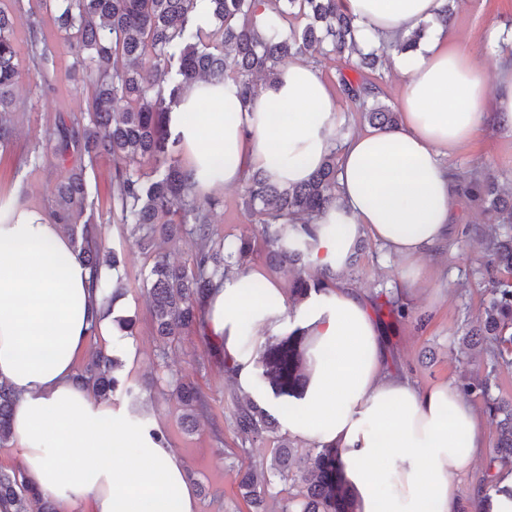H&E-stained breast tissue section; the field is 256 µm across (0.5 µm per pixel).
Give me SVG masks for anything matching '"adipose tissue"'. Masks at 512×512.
Returning a JSON list of instances; mask_svg holds the SVG:
<instances>
[{"label":"adipose tissue","instance_id":"1","mask_svg":"<svg viewBox=\"0 0 512 512\" xmlns=\"http://www.w3.org/2000/svg\"><path fill=\"white\" fill-rule=\"evenodd\" d=\"M362 49L391 44L405 79L400 124L338 140V108L315 64L280 68L251 105L234 81L198 82L170 115L187 151L184 169L198 193L241 182L249 170L291 187L306 182L330 153L338 155L336 201L309 255L314 267L342 272L371 237L402 262V291L421 277V261L448 242L457 191L445 160L483 124L512 130V68L488 83L481 66L435 24L447 0H342ZM433 28L417 49H395L421 24ZM260 283L261 295L245 290ZM205 331L224 344L239 388L274 404L255 385L268 337L295 328L315 338L316 370L288 435L339 448L356 512H512V466L497 472L496 491L479 483L461 491L486 448L482 417L458 386L421 389L391 359L369 298L340 282L288 308L282 282L246 270L216 282L204 299ZM122 301L107 303L61 225L45 212L0 204V383L17 393L11 440L31 486L57 512H199L185 460L164 436L130 423L125 410L95 400L77 378L76 360L91 337L124 367L137 362L131 338L117 334ZM71 449L68 463L58 451Z\"/></svg>","mask_w":512,"mask_h":512}]
</instances>
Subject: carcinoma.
<instances>
[{"instance_id":"carcinoma-1","label":"carcinoma","mask_w":512,"mask_h":512,"mask_svg":"<svg viewBox=\"0 0 512 512\" xmlns=\"http://www.w3.org/2000/svg\"><path fill=\"white\" fill-rule=\"evenodd\" d=\"M260 0H210L211 17L202 20L197 0H39L53 5L60 38L76 51L70 77L93 87L84 110L86 124L77 129L60 119L55 154L86 155L112 159V199L120 221L132 226L138 247L153 257L146 280L150 312L157 335L173 339L186 330H199L205 320L203 300L215 279H224L241 268L254 251L249 237L215 239L211 213L217 198H204L194 190L183 167L170 158L180 138L168 127L167 114L183 91L199 80L233 79L243 103L252 102L263 84L278 73L281 60L290 55H314L326 50L352 58L356 51L353 18L340 0H267L284 22L302 18L306 24L282 33L267 19L258 24ZM31 58L41 79L54 69V51L43 37L38 21L29 27ZM17 50L12 21L0 8V144L12 128L7 113L13 111L14 91L20 72L14 59ZM150 56L153 69L145 72L139 61ZM385 50L361 54L359 67L374 69L383 63ZM343 94L355 104L369 124L393 129L399 114L377 100L366 82L340 78ZM338 161L331 152L304 184L281 187L261 171L243 178L244 200L254 223L261 225V241L269 263L290 277V295L303 301L333 276L314 277L305 271V259L319 225L315 221L336 199ZM463 192L481 210L496 216L499 229L485 237L486 267L493 272L488 286L490 300L481 322L462 336L463 349H481L486 373L467 378L461 390L482 401L496 428L493 451L485 460L482 486L496 487L500 467L512 465V400L494 394L499 374L512 370V196L502 197L496 176L489 173L463 185ZM95 207L83 172L74 173L57 189L49 218L63 225L85 262L97 271L103 265L117 269L118 254L108 250L90 221H81ZM183 235L194 242L189 265L175 266L157 252V239ZM105 299L124 294L121 279L97 280ZM380 320L391 324L412 316L407 304L387 295L375 302ZM312 337L297 328L272 338L265 345L259 365V381L281 399V413L303 396L312 374ZM122 367L102 351L92 355L78 372L96 396L108 399L116 391L134 395L127 380L115 375ZM181 403L193 409L203 405L193 384L178 381L171 390ZM15 403L13 391L0 385V446L10 439ZM237 451L259 440L273 442V475L288 479L299 450L280 433L278 417L255 400L245 397L233 413ZM265 475L251 468L237 472L238 490L250 512H270L271 497ZM14 512H55L45 495L33 491L20 469L0 471V503ZM281 512H356L353 494L341 471L340 451L325 446L305 453L299 489L283 499Z\"/></svg>"}]
</instances>
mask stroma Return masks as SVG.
I'll use <instances>...</instances> for the list:
<instances>
[{
	"mask_svg": "<svg viewBox=\"0 0 512 512\" xmlns=\"http://www.w3.org/2000/svg\"><path fill=\"white\" fill-rule=\"evenodd\" d=\"M35 17L56 52L57 77L51 86L37 85L27 46L31 16L16 15L14 63L22 83L15 92L16 109L9 114L13 136L8 144L0 146V196L46 210L53 203L56 185L74 166L73 160H60L52 152L56 119L61 114L80 116L92 88L67 79L75 56L58 37L51 12L40 9ZM448 32L483 66L488 81H495L499 68L512 63V0H459ZM315 62L337 94L343 132L350 136L365 131L367 122L339 92L340 74L346 69L343 59L328 54L316 56ZM446 163L454 178L475 169H489L504 188L510 189L512 130L481 127ZM84 166L90 192L99 198L88 217L100 229L107 246L124 254L120 273L131 312L138 317L133 339L139 360L137 367L128 371V381L137 387L141 401L148 406V423L159 425L171 447L187 461L199 512H248L236 493V473L248 465L268 466L273 444L259 442L248 454H234L235 395L224 383L221 356L208 350L193 330L168 344L155 335L145 289L153 259L139 251L126 225L113 214L111 160H88ZM213 195L221 201L212 217L215 237L260 235V225L254 224L244 209L241 186H221ZM485 225V215L463 194H456L448 243L438 257L428 261L425 284L408 295L412 317L386 329L389 352L406 366L418 388L442 381L458 382L474 369L467 357L456 352L457 331L462 322L474 324L480 320L489 298L481 269L480 231ZM400 267L399 259L371 240L358 266L343 272L342 277L350 287L367 293L392 291L399 286ZM421 313L428 315L427 324H418L416 317ZM175 379L194 382L207 404L206 412L196 417L195 429L187 431L182 426L185 410L167 386Z\"/></svg>",
	"mask_w": 512,
	"mask_h": 512,
	"instance_id": "35a3bbf8",
	"label": "stroma"
}]
</instances>
